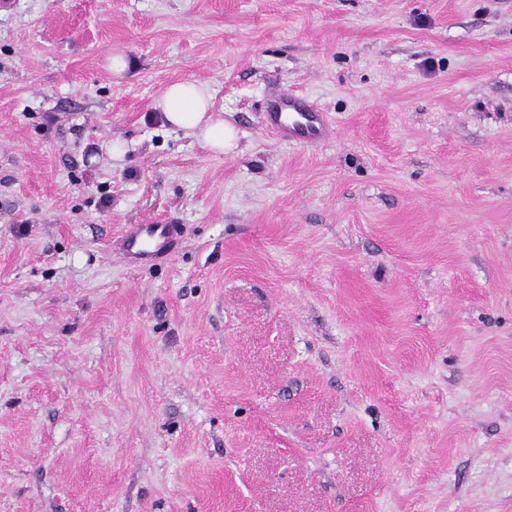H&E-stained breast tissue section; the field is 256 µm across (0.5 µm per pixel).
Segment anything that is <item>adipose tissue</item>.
I'll list each match as a JSON object with an SVG mask.
<instances>
[{
	"instance_id": "obj_1",
	"label": "adipose tissue",
	"mask_w": 512,
	"mask_h": 512,
	"mask_svg": "<svg viewBox=\"0 0 512 512\" xmlns=\"http://www.w3.org/2000/svg\"><path fill=\"white\" fill-rule=\"evenodd\" d=\"M155 107L169 127L200 139L213 153L221 154L237 146L234 126L215 113L212 92L205 84L172 83L157 98Z\"/></svg>"
}]
</instances>
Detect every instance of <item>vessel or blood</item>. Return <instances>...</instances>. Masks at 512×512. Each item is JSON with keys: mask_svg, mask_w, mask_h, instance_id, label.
I'll list each match as a JSON object with an SVG mask.
<instances>
[{"mask_svg": "<svg viewBox=\"0 0 512 512\" xmlns=\"http://www.w3.org/2000/svg\"><path fill=\"white\" fill-rule=\"evenodd\" d=\"M266 127L283 140L320 142L332 134L323 113L288 92L272 99ZM181 236L182 230L177 224H129L114 241L113 249L126 263L154 266L170 257Z\"/></svg>", "mask_w": 512, "mask_h": 512, "instance_id": "b4317fda", "label": "vessel or blood"}]
</instances>
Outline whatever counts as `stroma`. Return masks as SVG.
Wrapping results in <instances>:
<instances>
[{"instance_id": "obj_1", "label": "stroma", "mask_w": 512, "mask_h": 512, "mask_svg": "<svg viewBox=\"0 0 512 512\" xmlns=\"http://www.w3.org/2000/svg\"><path fill=\"white\" fill-rule=\"evenodd\" d=\"M0 512H512V0L0 12ZM155 107L169 127L200 139L215 154L237 147L234 126L215 113L212 92L205 84L172 83L157 98ZM287 109L289 112H284ZM266 118V128L283 140L320 142L332 134L324 114L293 93L286 92L274 97ZM181 236L179 224H128L113 250L128 264L154 266L170 257Z\"/></svg>"}]
</instances>
